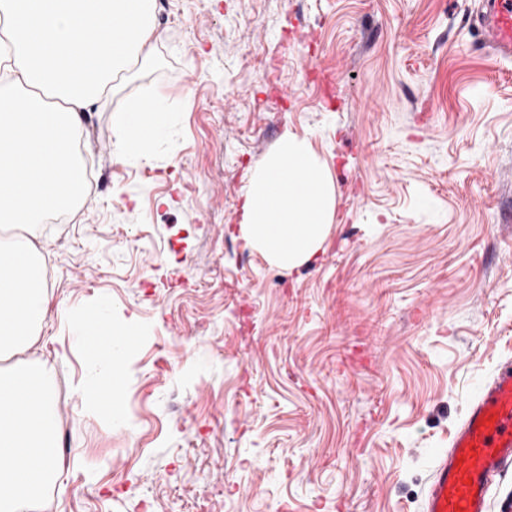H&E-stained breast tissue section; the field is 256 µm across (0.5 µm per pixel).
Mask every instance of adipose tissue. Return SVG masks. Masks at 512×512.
I'll use <instances>...</instances> for the list:
<instances>
[{
	"instance_id": "ef3b65f1",
	"label": "adipose tissue",
	"mask_w": 512,
	"mask_h": 512,
	"mask_svg": "<svg viewBox=\"0 0 512 512\" xmlns=\"http://www.w3.org/2000/svg\"><path fill=\"white\" fill-rule=\"evenodd\" d=\"M152 0H0V227L37 224L67 212L85 193L74 142L118 72L146 56ZM160 98L116 109L122 155L147 153L162 129ZM335 189L304 139L285 134L255 170L240 236L280 267L315 260L335 212ZM12 277L0 284V359L30 348L49 305L40 257L24 239L0 243ZM94 348L113 362L110 378L86 392L99 412L123 414L113 380L125 344L111 325ZM52 368L34 360L0 367V512H29L60 472L54 439Z\"/></svg>"
}]
</instances>
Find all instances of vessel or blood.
Segmentation results:
<instances>
[{
  "label": "vessel or blood",
  "mask_w": 512,
  "mask_h": 512,
  "mask_svg": "<svg viewBox=\"0 0 512 512\" xmlns=\"http://www.w3.org/2000/svg\"><path fill=\"white\" fill-rule=\"evenodd\" d=\"M486 46L512 57V0H482L477 17ZM512 467V362L500 365L439 455L423 512H490L493 481Z\"/></svg>",
  "instance_id": "1"
}]
</instances>
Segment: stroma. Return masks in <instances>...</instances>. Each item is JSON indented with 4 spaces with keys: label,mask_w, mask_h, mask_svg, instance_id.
Listing matches in <instances>:
<instances>
[{
    "label": "stroma",
    "mask_w": 512,
    "mask_h": 512,
    "mask_svg": "<svg viewBox=\"0 0 512 512\" xmlns=\"http://www.w3.org/2000/svg\"><path fill=\"white\" fill-rule=\"evenodd\" d=\"M480 0H153L147 60L88 115L96 187L70 223L24 231L54 273L56 512H422L436 457L512 360V60ZM160 96L143 158L113 111ZM328 168L316 260L288 270L238 226L285 133ZM136 324L124 414L83 388L78 340Z\"/></svg>",
    "instance_id": "1"
}]
</instances>
